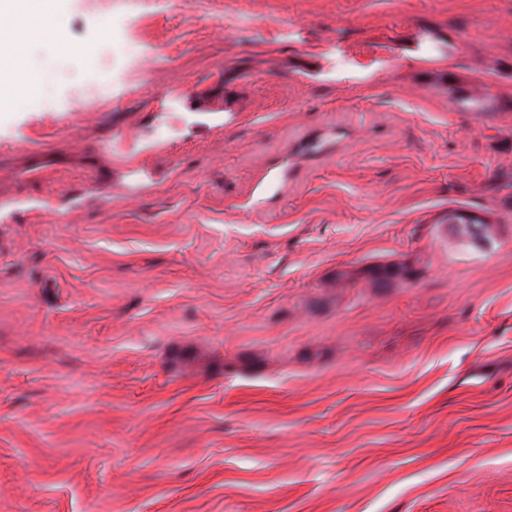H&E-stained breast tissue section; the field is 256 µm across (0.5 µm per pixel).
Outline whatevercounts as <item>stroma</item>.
Wrapping results in <instances>:
<instances>
[{
    "instance_id": "stroma-1",
    "label": "stroma",
    "mask_w": 512,
    "mask_h": 512,
    "mask_svg": "<svg viewBox=\"0 0 512 512\" xmlns=\"http://www.w3.org/2000/svg\"><path fill=\"white\" fill-rule=\"evenodd\" d=\"M57 5L0 111V512H512V0H172L150 82ZM2 97L7 100L11 94H22L33 89L40 81L38 74L34 72L23 73L14 86L7 82V78L1 75ZM449 216L448 223H455L473 244L485 246L492 240L487 237L488 234H491V230L487 226L490 222L484 217L476 213L462 211L452 213ZM460 217H463L464 220H461Z\"/></svg>"
}]
</instances>
